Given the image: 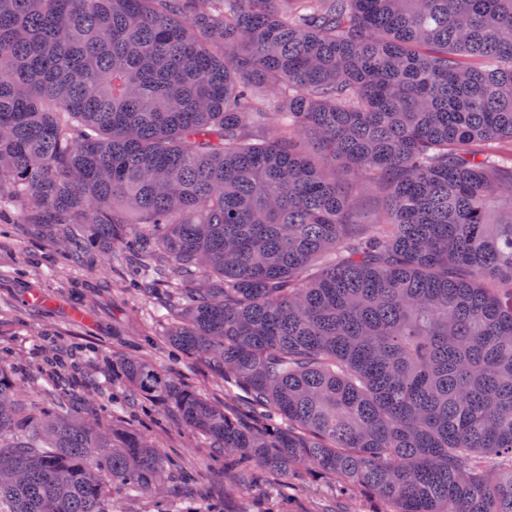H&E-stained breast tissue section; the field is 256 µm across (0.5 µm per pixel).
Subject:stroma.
I'll return each instance as SVG.
<instances>
[{"label":"stroma","mask_w":512,"mask_h":512,"mask_svg":"<svg viewBox=\"0 0 512 512\" xmlns=\"http://www.w3.org/2000/svg\"><path fill=\"white\" fill-rule=\"evenodd\" d=\"M126 279L120 250L103 261L91 254L66 259L53 247L47 225L0 221V349L8 352L20 396L33 409L48 399L47 358H72L76 368L65 387L79 401V413L94 412L105 423L144 434L184 469L197 472L196 484L177 477L167 482L169 512H193L205 498L223 495L228 479L223 461L211 459L206 436L183 429L166 409L124 405L127 387L113 375L112 361H150L219 405L224 381L200 360L167 343H152L161 331L153 319L160 298L137 294ZM34 294L40 302H31Z\"/></svg>","instance_id":"1"}]
</instances>
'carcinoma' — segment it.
Listing matches in <instances>:
<instances>
[{"label":"carcinoma","instance_id":"cac0c4a2","mask_svg":"<svg viewBox=\"0 0 512 512\" xmlns=\"http://www.w3.org/2000/svg\"><path fill=\"white\" fill-rule=\"evenodd\" d=\"M2 209L168 289V344L269 417L118 372L240 476L512 512V0H0ZM167 470L0 360V512H112L105 481ZM336 176L343 182L346 188L351 191L356 199L359 219L362 223H369L374 219V215L382 206V197L376 193H359L352 182L347 180L341 169L336 166Z\"/></svg>","mask_w":512,"mask_h":512}]
</instances>
